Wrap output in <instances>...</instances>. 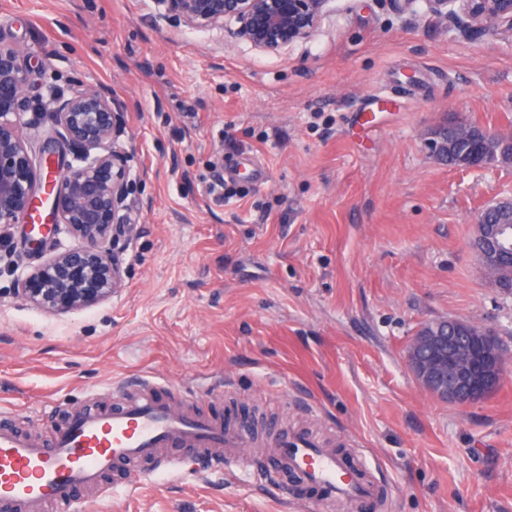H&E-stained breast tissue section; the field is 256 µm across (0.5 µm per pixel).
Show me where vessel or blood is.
<instances>
[{
	"label": "vessel or blood",
	"mask_w": 512,
	"mask_h": 512,
	"mask_svg": "<svg viewBox=\"0 0 512 512\" xmlns=\"http://www.w3.org/2000/svg\"><path fill=\"white\" fill-rule=\"evenodd\" d=\"M156 390V382L141 380L119 406L74 414L47 444L0 425V512L70 504L75 489L98 487L108 472L133 483L169 448L195 449L227 471L249 470L248 449L263 443L257 430L199 415ZM274 443L278 472L295 474L328 504L359 512L384 491L363 449L335 448L304 429Z\"/></svg>",
	"instance_id": "b4317fda"
}]
</instances>
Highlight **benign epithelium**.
<instances>
[{"instance_id":"1","label":"benign epithelium","mask_w":512,"mask_h":512,"mask_svg":"<svg viewBox=\"0 0 512 512\" xmlns=\"http://www.w3.org/2000/svg\"><path fill=\"white\" fill-rule=\"evenodd\" d=\"M157 18L175 17L207 30L230 19L236 36L266 54L312 37L328 0H155ZM429 13L460 32L493 29L512 39V0H424ZM28 71L19 50L0 40V224H27L29 231L63 233L81 245L61 246L41 264L25 270L0 254L12 276L10 293L47 313L66 315L112 300L123 284L114 255L118 235H131L134 224L122 213L131 184L130 166L116 146L124 108L97 84L79 83L69 95L47 86L42 108L55 135L43 145L49 181L36 184L23 134L28 105ZM476 126L458 123L446 132L432 130L427 144L439 159L448 157L452 136L473 137ZM76 148L74 161L56 151V139ZM502 150L486 139L477 158H459V167L483 170L502 163ZM51 202L52 222L38 213V190ZM473 248L486 271L512 272V221L480 220ZM508 353L497 332L484 324L441 319L421 326L405 349V359L420 385L432 397L460 405L488 400L499 388Z\"/></svg>"}]
</instances>
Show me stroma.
<instances>
[{
    "label": "stroma",
    "mask_w": 512,
    "mask_h": 512,
    "mask_svg": "<svg viewBox=\"0 0 512 512\" xmlns=\"http://www.w3.org/2000/svg\"><path fill=\"white\" fill-rule=\"evenodd\" d=\"M154 0H0V39L31 72V156L47 84L111 90L133 153L136 233L115 248L111 301L63 316L0 300V422L45 438L113 386L152 377L209 417L320 431L369 452L388 489L367 512H512V369L487 401L431 397L404 350L448 318L494 327L512 350V295L472 246L483 205L512 200V164L438 160L426 138L463 119L512 131V40L461 34L425 4L329 0L314 35L277 55L234 35L157 20ZM232 135L238 151L224 147ZM252 156L238 194L209 189L212 161ZM34 265L51 240L0 228ZM135 486L78 490L64 512H328L316 490L258 484L194 462Z\"/></svg>",
    "instance_id": "obj_1"
}]
</instances>
